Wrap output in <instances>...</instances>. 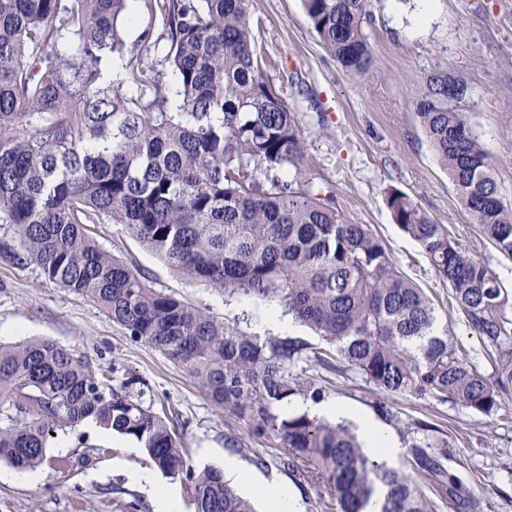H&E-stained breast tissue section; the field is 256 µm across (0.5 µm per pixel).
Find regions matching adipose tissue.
Wrapping results in <instances>:
<instances>
[{"label":"adipose tissue","instance_id":"adipose-tissue-1","mask_svg":"<svg viewBox=\"0 0 512 512\" xmlns=\"http://www.w3.org/2000/svg\"><path fill=\"white\" fill-rule=\"evenodd\" d=\"M308 411L310 414L326 419L346 418L353 421L357 426L365 453L376 461L391 462L400 452L396 441L382 424L355 408L328 400L309 406ZM224 473L257 493L263 503V512H298V507L288 488L283 486L275 489L266 488L265 484L256 480L236 460L225 459Z\"/></svg>","mask_w":512,"mask_h":512}]
</instances>
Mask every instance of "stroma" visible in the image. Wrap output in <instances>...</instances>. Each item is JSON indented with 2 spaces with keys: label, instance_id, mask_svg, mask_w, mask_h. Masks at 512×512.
Returning a JSON list of instances; mask_svg holds the SVG:
<instances>
[{
  "label": "stroma",
  "instance_id": "35a3bbf8",
  "mask_svg": "<svg viewBox=\"0 0 512 512\" xmlns=\"http://www.w3.org/2000/svg\"><path fill=\"white\" fill-rule=\"evenodd\" d=\"M259 25L255 42L269 59L266 77L284 89L304 131L308 173L329 186L337 207L356 224L370 225L384 241L399 270L433 300L442 324L472 351L484 374L493 364L477 334L458 309L450 308L448 284L438 280L420 247L394 223L386 198L390 189L407 194L435 223L445 225L459 245L496 273L512 290V259L478 232L461 207L420 122L415 104L424 77L438 69L463 80L461 104L483 149L495 163L504 197L512 201V0H434L418 23L422 0H370L363 25L373 64L368 73L343 71L320 45L301 0H250ZM91 236L112 255L143 270L154 288L209 309L247 332L259 331L268 312L261 305L225 304L224 296L174 273L131 237L124 225H90ZM49 338L113 368L117 379L139 377L145 402L165 406L182 426L181 444L197 468L222 469L229 425L202 389L159 351L133 340L88 300L55 287L33 266L0 263V341ZM307 373L325 380L329 399L376 414L385 401L387 426L401 448L423 439L417 428H439L452 450L451 472L479 502L477 512H512V396L486 416L433 398L381 395L354 373L336 374L315 360ZM131 438L104 434L81 424L49 439L40 479L26 485L10 480L0 461V512H128L139 501L155 512L153 500L135 484L150 469L146 452L131 453ZM248 472L270 486L291 489L300 512H324L319 495L275 459Z\"/></svg>",
  "mask_w": 512,
  "mask_h": 512
}]
</instances>
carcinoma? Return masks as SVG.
<instances>
[{"instance_id":"cac0c4a2","label":"carcinoma","mask_w":512,"mask_h":512,"mask_svg":"<svg viewBox=\"0 0 512 512\" xmlns=\"http://www.w3.org/2000/svg\"><path fill=\"white\" fill-rule=\"evenodd\" d=\"M161 14L162 55L122 35L137 2ZM324 50L361 76L372 65L362 24L369 0H302ZM121 78L103 80L101 64ZM171 69L173 83L163 82ZM455 78L427 75L416 114L463 208L512 259V202L460 103ZM297 113L255 53L250 0H0V261L40 269L84 297L134 340L194 380L280 464L329 490L334 512H364L377 486L381 512L476 507L448 471V442L410 444L405 472L370 458L344 421L286 415L294 396L326 387L296 371L308 344L262 338L153 288L89 234L124 225L185 279L224 302L264 304L325 343L321 366L353 372L388 394L430 397L490 415L512 394V295L406 194L392 189L394 223L416 241L494 362L484 375L432 300L405 277L368 224L336 207L305 172ZM293 168L288 181L282 174ZM113 379L51 339L0 343V460L19 472L46 460L51 434L91 418L142 444L165 476L181 478L196 512H255L220 472L198 470L144 388ZM224 445L266 464L233 435Z\"/></svg>"}]
</instances>
